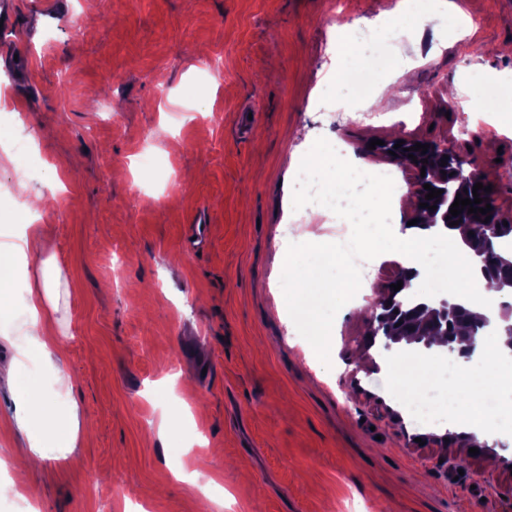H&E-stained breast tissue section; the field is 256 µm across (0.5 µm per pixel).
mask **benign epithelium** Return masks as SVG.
<instances>
[{
    "instance_id": "benign-epithelium-1",
    "label": "benign epithelium",
    "mask_w": 512,
    "mask_h": 512,
    "mask_svg": "<svg viewBox=\"0 0 512 512\" xmlns=\"http://www.w3.org/2000/svg\"><path fill=\"white\" fill-rule=\"evenodd\" d=\"M405 141L403 146L397 148L395 144ZM429 145L427 152H407V148L416 144ZM373 153L395 163L414 176L413 194L415 197L414 212L412 218L418 223L427 224L428 228H436L441 231H453L460 235L464 245L472 252L474 271L483 278L489 280L496 275L501 264L507 261L494 255L489 247L491 240L512 230V212L504 214L497 206L491 194L484 190L478 191V197L482 202L478 207L491 206V219L486 215L479 216L462 210L457 216L450 215V206L456 197L474 199L472 190L476 183H486L485 174L477 160L466 154H461L448 147L446 139H419L405 137L400 139L384 140V144L375 146ZM414 155L417 160L408 158ZM448 156L446 165H441L443 156ZM442 191V194L426 200L428 190L423 185ZM437 206V209L419 207L421 203ZM458 225L453 226L451 222ZM418 275V271L411 268L407 270L400 280L403 285L400 290L392 288L379 297L371 306L369 322V335L385 336L388 340L398 343L407 341H427L435 333H440L448 339V351H453V342L472 341L466 336H457L456 331L450 330V323L456 321L459 313L465 308L459 303L442 298L435 303H415L410 289L412 280ZM484 326L490 330H502L506 335H512V303L503 302L499 311L493 316L482 317Z\"/></svg>"
}]
</instances>
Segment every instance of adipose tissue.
Here are the masks:
<instances>
[{"instance_id":"adipose-tissue-1","label":"adipose tissue","mask_w":512,"mask_h":512,"mask_svg":"<svg viewBox=\"0 0 512 512\" xmlns=\"http://www.w3.org/2000/svg\"><path fill=\"white\" fill-rule=\"evenodd\" d=\"M43 225H22L19 241L12 251L0 250V311H6L9 294L4 285L12 273L14 256H27L33 245L43 241ZM40 283L28 287L26 298V320L23 327L24 344L17 358L0 366L14 395L16 411L9 420V427L22 432L26 443L13 449L11 455L0 458V471L17 470L16 479L11 480L13 489L19 490L26 503H35L38 495L30 487L20 471L26 465H38L57 460L73 453L80 433L86 432L87 424L79 417L77 402H70L66 415H58L52 402L39 397L36 385L22 370L26 357H36L42 364L53 369L55 382L60 391L72 394L73 382L62 366L63 348L49 316L59 300L61 272L52 259H44L40 266ZM438 275L452 287L454 296L466 300L472 292L492 298L493 290L482 280L474 277L471 269V254L456 240H449L448 252L439 265ZM504 337L485 335L478 337L476 346L482 353L477 364L460 363L457 381L449 388L448 397L455 404L461 422L471 425L490 418L507 420L512 418V406L497 401L498 395L512 393V360L501 354Z\"/></svg>"}]
</instances>
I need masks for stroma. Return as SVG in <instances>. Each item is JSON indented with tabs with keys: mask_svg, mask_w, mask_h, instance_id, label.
I'll return each mask as SVG.
<instances>
[{
	"mask_svg": "<svg viewBox=\"0 0 512 512\" xmlns=\"http://www.w3.org/2000/svg\"><path fill=\"white\" fill-rule=\"evenodd\" d=\"M397 3L0 0V242L37 192L48 231L10 280L0 361L22 346L27 287L53 258L64 365L93 422L66 460L32 474L39 512H512V434L417 424L393 371L423 345L368 334L372 303L410 258L372 260L326 364L281 287L289 243L334 242L344 225L292 208L320 137L364 172L394 170L395 234L413 177L365 151L392 136L470 149L512 211V0H448L413 16L409 37L386 23ZM350 19L373 55L344 50ZM365 69L381 82L360 83ZM381 93L390 106L370 120L338 110ZM193 224L209 228L197 253ZM184 401L192 420L161 445L163 411ZM469 434L479 454L460 446ZM214 477L221 504L202 491Z\"/></svg>",
	"mask_w": 512,
	"mask_h": 512,
	"instance_id": "35a3bbf8",
	"label": "stroma"
}]
</instances>
